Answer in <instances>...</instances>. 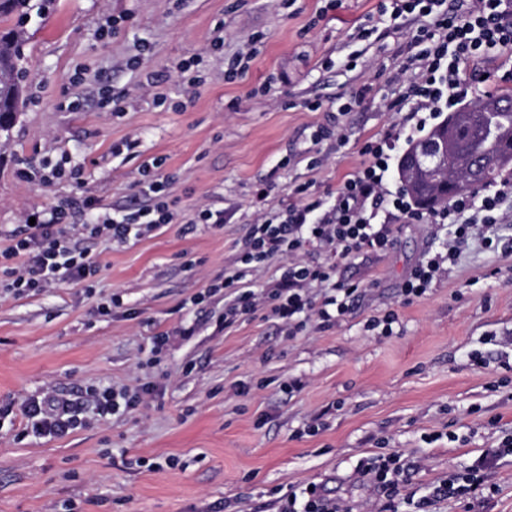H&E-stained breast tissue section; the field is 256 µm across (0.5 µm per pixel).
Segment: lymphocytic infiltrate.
<instances>
[{"mask_svg": "<svg viewBox=\"0 0 512 512\" xmlns=\"http://www.w3.org/2000/svg\"><path fill=\"white\" fill-rule=\"evenodd\" d=\"M390 17L397 20L408 12L427 17V25L413 35L410 58L418 70L416 79L403 93L417 112V128H424V113L457 106L466 94L460 65L493 50L512 49V0H472L461 8L458 0H389ZM400 140L399 134L366 144L369 163L347 179L337 192H319L310 185L296 186L292 203L260 213L239 246L235 268L210 279L194 301L223 293L224 324L232 326L243 316L264 309L296 337L311 320L333 323L348 312L360 286L337 280L338 263L365 251L387 250L393 225L400 220L414 224H448L453 235L467 237L477 226L489 229L499 224V211L512 199V180L459 195L440 209H413L402 190H390L385 183L389 161ZM162 159L145 164L141 194L153 200L151 208L115 218L97 211L91 222L68 223L64 206L55 205L37 215L34 224L15 234L13 243L0 251V270L6 278L0 287L16 295L36 293L66 282L90 287L99 272L98 263L79 241L127 242L129 238L152 235L174 223L176 213L169 198L168 184L160 174ZM284 258L278 275L264 278L268 261ZM324 289L316 297V289ZM154 388L145 384L134 393L106 388L86 394V402L99 416L130 413L143 405ZM25 433L36 437L63 436L76 430L81 421L74 404L47 396L22 404ZM399 455L379 454L357 471L360 481L383 501L382 512H398L399 478L408 471Z\"/></svg>", "mask_w": 512, "mask_h": 512, "instance_id": "obj_1", "label": "lymphocytic infiltrate"}]
</instances>
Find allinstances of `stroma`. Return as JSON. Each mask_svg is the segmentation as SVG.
Returning <instances> with one entry per match:
<instances>
[{
    "instance_id": "obj_1",
    "label": "stroma",
    "mask_w": 512,
    "mask_h": 512,
    "mask_svg": "<svg viewBox=\"0 0 512 512\" xmlns=\"http://www.w3.org/2000/svg\"><path fill=\"white\" fill-rule=\"evenodd\" d=\"M51 0L26 24L24 104L0 140V248L23 213L59 203L69 221H91L86 199L126 214L143 165L163 158L177 221L124 244L92 242L100 265L92 287L62 283L28 296L0 295V512H279L277 491L320 486L353 512H377L358 466L379 450L414 461L400 485L408 497L459 483L488 450L490 496L474 512H512V200L500 243L480 233L457 242L422 297L401 289L426 255L448 250L443 224L397 225L390 248L336 270L359 283L350 311L332 327L288 338L265 311L219 324L223 296L196 310L183 299L233 264L258 212L277 210L291 189L334 191L357 172L366 143L402 128L407 111L387 109L412 78L401 48L415 23L392 28L382 0ZM381 37H363L366 29ZM258 53L225 80L249 39ZM200 58L206 80L190 88L179 67ZM151 92H133L143 76ZM269 93H259L261 84ZM366 100L342 110L341 92ZM186 111L156 105L184 99ZM127 92L113 116L104 91ZM320 110L310 111L309 103ZM322 125L334 136L313 142ZM137 140L125 150V140ZM67 158L79 181L46 185L45 167ZM201 204L232 212L221 227L183 231ZM118 296L111 316H94ZM395 311L392 335L367 320ZM183 324L158 363L149 338ZM300 381L286 392L284 384ZM251 385L248 394L237 385ZM156 386L132 415L98 418L83 403L92 388ZM67 398L85 425L62 437L23 433L30 397ZM317 434H309L310 426Z\"/></svg>"
}]
</instances>
